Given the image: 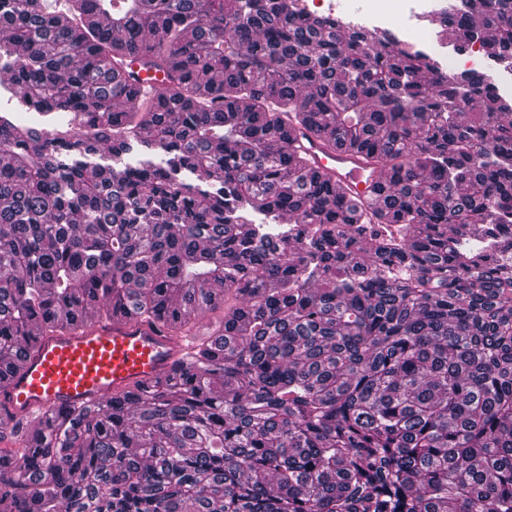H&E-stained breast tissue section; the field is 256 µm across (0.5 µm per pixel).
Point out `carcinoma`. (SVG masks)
Masks as SVG:
<instances>
[{
    "label": "carcinoma",
    "instance_id": "obj_1",
    "mask_svg": "<svg viewBox=\"0 0 512 512\" xmlns=\"http://www.w3.org/2000/svg\"><path fill=\"white\" fill-rule=\"evenodd\" d=\"M299 2L0 0V364L90 306L224 311L167 381L32 425L11 512H512V96ZM442 15L512 59V0ZM139 56L162 86L118 111ZM291 131V148L298 155H302L309 166L327 167L335 179L336 185L357 196L370 206L375 203L371 190L379 180V171L367 161L360 152L336 148L328 149L325 146L329 140L327 135L306 132L308 140L300 136L297 127L289 126ZM312 159L314 165L309 161Z\"/></svg>",
    "mask_w": 512,
    "mask_h": 512
}]
</instances>
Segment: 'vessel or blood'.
<instances>
[{"label": "vessel or blood", "instance_id": "obj_1", "mask_svg": "<svg viewBox=\"0 0 512 512\" xmlns=\"http://www.w3.org/2000/svg\"><path fill=\"white\" fill-rule=\"evenodd\" d=\"M291 147L328 168L338 187L374 204L379 172L356 151L326 149V136L301 137ZM196 333L170 329L127 310L87 317L37 332L34 347L0 372V416L35 423L62 410H81L169 378L196 348Z\"/></svg>", "mask_w": 512, "mask_h": 512}]
</instances>
